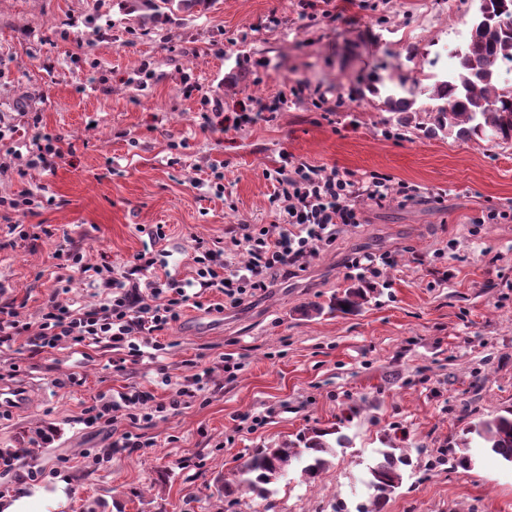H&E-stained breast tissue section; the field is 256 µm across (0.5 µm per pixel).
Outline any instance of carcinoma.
Wrapping results in <instances>:
<instances>
[{"label": "carcinoma", "mask_w": 512, "mask_h": 512, "mask_svg": "<svg viewBox=\"0 0 512 512\" xmlns=\"http://www.w3.org/2000/svg\"><path fill=\"white\" fill-rule=\"evenodd\" d=\"M132 12H140L142 21H155L179 12L199 16L211 9L216 0H123ZM484 30L469 34L457 51V67L443 76L433 72L440 57L427 64L431 71L420 69L419 76L405 78L380 77L369 88L373 94L385 93L388 111L399 115L398 122L415 124L418 129L436 136L442 134L458 140L473 137L497 142H512V85L500 84L498 64L512 62V0H487ZM431 101L423 112H414L416 93ZM367 299L364 288H347L327 309L349 314ZM313 304L304 313H321L324 309ZM477 441L501 460L512 465V409H505L483 419L462 432L460 445L469 447ZM348 436L338 428L315 429L308 436L276 448H260L245 457L238 466V479L224 483V496L230 497L246 488L262 498L270 495L268 485L288 476L294 464L301 463L307 479L316 478L329 464L326 455L333 448H344ZM381 459L369 467L366 482L369 497L356 507V512H383L385 504L403 484V467L410 465L407 453L396 448L379 451Z\"/></svg>", "instance_id": "cac0c4a2"}]
</instances>
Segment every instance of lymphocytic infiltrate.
I'll return each instance as SVG.
<instances>
[{
	"label": "lymphocytic infiltrate",
	"instance_id": "lymphocytic-infiltrate-1",
	"mask_svg": "<svg viewBox=\"0 0 512 512\" xmlns=\"http://www.w3.org/2000/svg\"><path fill=\"white\" fill-rule=\"evenodd\" d=\"M31 128L33 135L24 144L27 168L54 171L69 152L64 139L45 131L40 120H33ZM266 178L274 186L270 206L274 222L282 226L280 232L265 224H244L223 248L196 241L191 257L193 277L188 281L146 277V270L156 263L149 250L140 252L131 273L120 278L112 277L109 265H101L94 270L103 290L101 302L88 306L53 296L33 323L21 319L11 303H1L0 348L13 347L23 336L28 346L37 350L64 343L82 347L104 344L122 351L125 361L133 364L149 350L162 356L167 346L160 337L180 320L191 299L190 289L221 294L212 310L239 306L277 280L293 276L321 250L331 247L340 226L360 223L361 200L382 207L394 196L405 202L417 196L414 187L392 183L381 174L358 183L337 170L288 159L267 172ZM239 253L246 256L240 265L232 261ZM190 389L179 388L169 401L159 402L151 392L132 386L117 397L96 400L86 410L87 420L108 424L114 411L126 407L131 423L149 422L156 414L179 407Z\"/></svg>",
	"mask_w": 512,
	"mask_h": 512
}]
</instances>
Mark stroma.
I'll use <instances>...</instances> for the list:
<instances>
[{"label":"stroma","instance_id":"1","mask_svg":"<svg viewBox=\"0 0 512 512\" xmlns=\"http://www.w3.org/2000/svg\"><path fill=\"white\" fill-rule=\"evenodd\" d=\"M477 0H217L208 13L140 27L118 0H0V115L28 137L27 114L76 148L54 172L18 177L0 146V198L25 191L55 204L24 219L37 240L0 249V299L27 321L57 288L54 253L82 247L86 264L130 269L142 231L163 225L168 267L190 275L195 239L224 242L241 224H271L268 170L283 156L362 181L374 172L418 197L377 207L341 227L304 271L224 312L186 307L164 357L119 371L115 351L0 350V390L23 403L0 417V499L20 484L52 493L56 512H355L377 449L405 430L410 466L384 512H512V467L472 447L452 468L463 428L512 407V222L475 225L512 208V144L479 138L387 137L390 114L368 94L376 76L410 77L443 54ZM98 69H90V61ZM153 76L144 78L142 63ZM202 92L185 96L184 81ZM313 95L289 96L297 84ZM285 94L273 121L202 126L201 95L225 112L257 111ZM333 108L325 117V108ZM186 140L174 151L170 142ZM224 166V196L205 179ZM359 250L390 253L351 314L305 315L357 287L346 266ZM241 368L224 371V357ZM207 371L201 392L139 428L88 424L99 396L135 384L157 399ZM351 416L350 444L312 482L300 471L263 499L225 497L242 457ZM138 430L143 445L114 443ZM36 454H26L31 437Z\"/></svg>","mask_w":512,"mask_h":512}]
</instances>
